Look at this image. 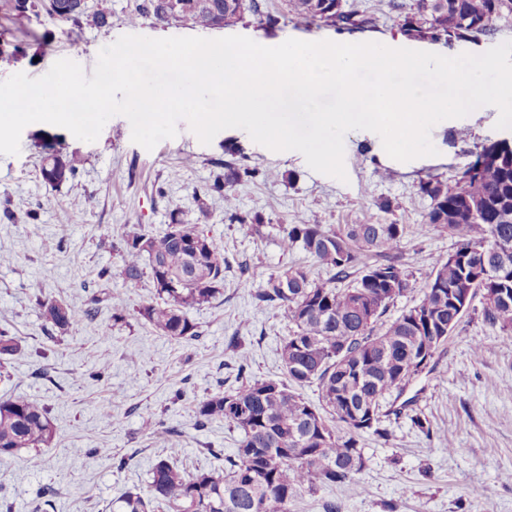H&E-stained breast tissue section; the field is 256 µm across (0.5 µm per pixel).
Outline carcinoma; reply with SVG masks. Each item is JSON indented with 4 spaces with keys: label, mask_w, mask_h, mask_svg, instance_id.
<instances>
[{
    "label": "carcinoma",
    "mask_w": 512,
    "mask_h": 512,
    "mask_svg": "<svg viewBox=\"0 0 512 512\" xmlns=\"http://www.w3.org/2000/svg\"><path fill=\"white\" fill-rule=\"evenodd\" d=\"M285 2L288 16L300 21L348 30L373 23L364 11L344 9L341 0ZM6 6L14 21L45 12L76 28L101 29L112 19L109 0L92 5L85 0H7ZM389 6L401 32L434 40L486 34L495 20L512 15V0H389ZM249 13L264 15L270 25L279 20L262 13L259 0L243 5L240 0H135L127 20L135 25L150 17L209 29L235 25ZM491 150L485 146L471 153L473 160L450 186L432 177L419 180L418 192L431 200L422 230H448L457 248L432 267L420 302L378 331L374 324L410 284L398 256L404 225L381 224L369 214L359 224L339 227L308 220L279 225L283 249L301 246L330 279L316 283L306 269L289 268L270 275L253 298L277 308L292 327L280 349L283 368L299 388L318 382L322 408L273 380H253L232 393L209 396L197 403L199 424L222 421L240 432L224 468L188 474L177 465L180 449L174 443L150 470L148 494L126 491L112 502V512H156L162 503L176 512H290L302 492L354 479L364 468L357 434L385 436L381 402L423 370L418 354L424 335L414 314H429L446 337L462 317L452 301L455 291L470 288L506 294L509 304L488 302L484 314L493 325L512 327V141L501 143L497 159L489 163L485 156ZM79 163L45 145L42 180L57 188L76 177ZM259 176L255 166L226 160L204 195L224 198V220L258 232L263 220L238 208L236 186ZM368 255L376 261L353 276ZM224 264V252L205 230L173 212L158 233H128L120 263L102 268L99 277L131 284L149 278L160 302L140 308V319L163 336L189 340L198 336L190 310L224 295ZM344 281L345 287H336ZM107 300L95 294L82 311L49 297L37 299L36 305L51 330L64 333L93 319ZM20 351L18 339L0 331V359ZM54 436L42 405L21 396L0 399V460L22 448L47 445Z\"/></svg>",
    "instance_id": "cac0c4a2"
}]
</instances>
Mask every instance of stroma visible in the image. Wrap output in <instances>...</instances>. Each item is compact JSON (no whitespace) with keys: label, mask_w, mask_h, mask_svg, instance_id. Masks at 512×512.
Wrapping results in <instances>:
<instances>
[{"label":"stroma","mask_w":512,"mask_h":512,"mask_svg":"<svg viewBox=\"0 0 512 512\" xmlns=\"http://www.w3.org/2000/svg\"><path fill=\"white\" fill-rule=\"evenodd\" d=\"M133 3L111 0L107 29H77L44 15L22 20L25 51L0 59V81L18 72L41 77L61 58L92 74L100 49L128 34L194 35V28L152 18L128 24ZM387 3L343 0V7H365L373 16V26L354 32L291 18L272 28L250 15L204 35H241L269 47L290 38L368 39L448 57L481 54L512 41V16L494 21L491 32L474 41L447 45L414 39L394 26ZM498 117V108L488 105L461 118L458 126L435 125L436 155L408 162L390 158L377 134L348 132L343 182L314 172L301 155L255 143L239 128L222 130L205 145L182 120L176 137L149 151L132 142L131 125L121 115L109 119L93 142L60 126H26L20 153L0 155V208L16 215L10 223L0 220V329L22 347L0 378V398L22 396L47 407L56 437L49 446L24 448L0 461V512H34L36 493L45 485L56 490L53 512H110L112 500L124 491H146L150 469L166 455L173 430L181 443V469L222 468L239 432L221 421L197 426V403L254 379L285 378L280 347L291 328L277 309L256 305L252 288L297 265L309 267L312 279L329 277L302 248L283 250L280 225L301 218L357 224L368 214L384 224L404 225L399 255L411 278L409 289L386 313L395 318L419 302L432 266L457 247L445 229L423 231L431 201L418 192L419 180L434 175L454 183L471 151L503 138L495 127ZM47 138L81 160L76 178L56 188L39 172V146ZM232 149L263 172L260 180L236 189L241 211L262 215V234L225 221L222 198L202 203L195 198ZM177 165L181 176L170 180ZM174 210L184 221L201 225L225 258L223 297L194 307L198 335L179 341L138 316L155 300L149 280L125 284L99 277L103 267L119 263L126 233L161 230ZM246 277L252 282L248 289L242 286ZM96 292L109 295L98 316L63 334L50 331L35 304L44 295L83 309ZM116 307L124 310L125 320H112ZM107 326L111 335H101ZM104 405L112 410L111 421L99 415ZM382 412L385 436L358 437L365 467L356 481L303 492L292 512H326L330 504L336 512H512V332L485 320L482 298L474 299L402 394L387 398ZM416 415L426 420L429 432L413 424Z\"/></svg>","instance_id":"35a3bbf8"}]
</instances>
